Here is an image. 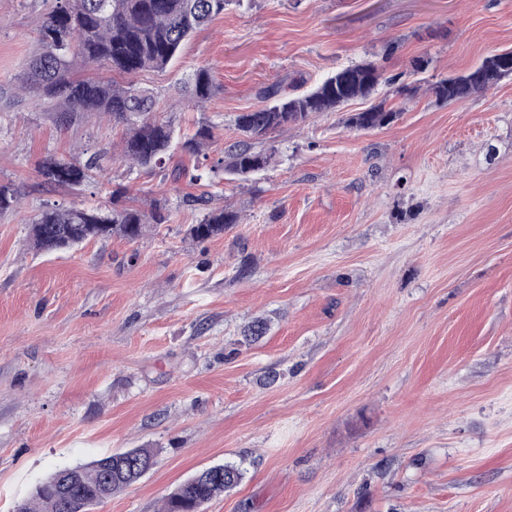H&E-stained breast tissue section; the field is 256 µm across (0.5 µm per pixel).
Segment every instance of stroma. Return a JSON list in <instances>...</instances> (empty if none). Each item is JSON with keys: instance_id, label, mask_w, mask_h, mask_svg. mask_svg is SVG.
<instances>
[{"instance_id": "obj_1", "label": "stroma", "mask_w": 512, "mask_h": 512, "mask_svg": "<svg viewBox=\"0 0 512 512\" xmlns=\"http://www.w3.org/2000/svg\"><path fill=\"white\" fill-rule=\"evenodd\" d=\"M45 0H0V512L52 471L152 448L157 464L96 512H161L196 471L246 474L205 512H512V75L446 103L431 87L512 49V0H234L154 89L206 155L129 170L122 127L60 126L20 83ZM424 69L413 66L416 59ZM365 60L392 124L359 130L358 99L272 134L273 162L190 184L239 113ZM207 68L210 99L179 92ZM100 159L81 190L44 185L47 154ZM169 218L134 241L36 251L49 205L116 186ZM241 221L195 240L205 207ZM263 317L257 344L241 330ZM213 138L212 127L202 124L191 137L181 143L180 147L189 154L197 155L208 147Z\"/></svg>"}]
</instances>
